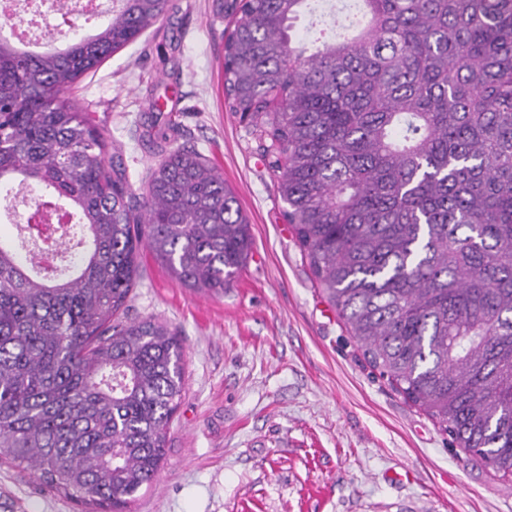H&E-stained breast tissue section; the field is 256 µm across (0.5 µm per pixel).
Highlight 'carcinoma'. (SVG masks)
Returning <instances> with one entry per match:
<instances>
[{
    "label": "carcinoma",
    "mask_w": 512,
    "mask_h": 512,
    "mask_svg": "<svg viewBox=\"0 0 512 512\" xmlns=\"http://www.w3.org/2000/svg\"><path fill=\"white\" fill-rule=\"evenodd\" d=\"M95 33L30 51L0 38V184L50 191L79 257L38 227L0 244V461L93 512L151 488L184 393L168 324L124 320L141 247L222 293L251 224L198 151L168 150L133 202L107 138L67 96L166 18L113 0ZM229 108L277 173L287 223L369 365L464 451L512 477V0H220ZM144 137L170 141L160 115ZM26 252L23 263L18 251Z\"/></svg>",
    "instance_id": "carcinoma-1"
}]
</instances>
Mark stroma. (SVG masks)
<instances>
[{
	"mask_svg": "<svg viewBox=\"0 0 512 512\" xmlns=\"http://www.w3.org/2000/svg\"><path fill=\"white\" fill-rule=\"evenodd\" d=\"M163 22L68 93L108 138L135 194L159 163L150 101L172 142L221 173L251 224L244 271L187 288L141 251L129 320L176 328L185 393L167 458L130 512H512V479L463 449L366 363L287 223L275 177L224 93L218 0H175ZM0 512H83L0 464Z\"/></svg>",
	"mask_w": 512,
	"mask_h": 512,
	"instance_id": "stroma-1",
	"label": "stroma"
}]
</instances>
